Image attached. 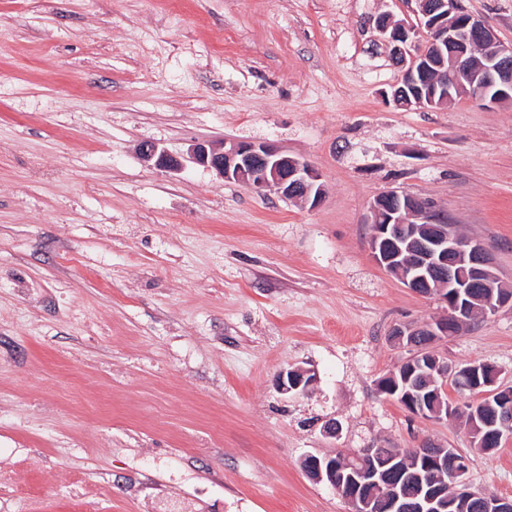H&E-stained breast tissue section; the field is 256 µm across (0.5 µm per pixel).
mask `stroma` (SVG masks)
<instances>
[{"instance_id": "1", "label": "stroma", "mask_w": 512, "mask_h": 512, "mask_svg": "<svg viewBox=\"0 0 512 512\" xmlns=\"http://www.w3.org/2000/svg\"><path fill=\"white\" fill-rule=\"evenodd\" d=\"M512 43V0H461ZM407 0H0V512H351L306 455L429 441L512 498V437L379 392L440 318L369 255L397 189L483 242L512 285V102L409 109L374 19ZM150 140L183 159L170 173ZM272 144L321 175L310 206L189 162ZM434 351L512 387V306ZM312 369L305 395L279 372ZM341 431L327 438L324 427ZM139 152L144 161L151 162L154 167L159 169L177 171L183 165L180 159L169 155L165 150L160 149L156 143L149 140L142 141L139 144ZM317 382V376L303 366H293L282 370L277 378V388L283 394H306Z\"/></svg>"}]
</instances>
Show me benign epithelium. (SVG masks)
<instances>
[{
  "instance_id": "obj_1",
  "label": "benign epithelium",
  "mask_w": 512,
  "mask_h": 512,
  "mask_svg": "<svg viewBox=\"0 0 512 512\" xmlns=\"http://www.w3.org/2000/svg\"><path fill=\"white\" fill-rule=\"evenodd\" d=\"M415 22L395 23L381 14L376 28L389 49L391 59L402 68L401 81L416 86L429 78L433 60L448 50V70L437 75L447 93L440 100H453L452 91L472 99L496 103L512 99V45L502 44L481 20L467 13L460 0H412ZM405 86L394 85L382 92L393 102L407 96ZM142 159L156 168L177 171L182 161L149 140L139 144ZM192 162L215 171L226 181L241 183L257 191L273 192L287 200H301L315 207L323 199L320 175L308 162L290 156L266 143L233 142L222 149L198 142L190 152ZM369 250L373 261L398 276L412 292L435 298L446 305V314L418 325H397L389 332L391 341L410 350L403 362V383L383 380L378 390L398 396L414 416L448 417L440 390L423 394L411 384L412 377L437 378L454 382L457 389L477 393L492 413L484 417L470 412L474 447H491L512 435V388L499 384L500 371L492 363H473L453 368L431 348L415 345L414 337L429 336L435 343L457 336L470 324L475 308L461 301L460 289L481 294V303L492 311L512 304V289L502 287L493 258L477 239L455 235L452 226L434 217L427 200L403 191L390 190L375 199L370 208ZM317 382L310 369L294 366L282 370L277 388L283 394H306ZM303 468L309 477L332 487L352 508V512H406L407 496L400 482L388 479L419 469L428 476L417 502L416 512H455L459 502L479 499L485 512H512V501L489 492L476 493L466 480L468 459L450 448L423 444L405 448L389 459L372 448L348 460L332 456L308 455Z\"/></svg>"
}]
</instances>
